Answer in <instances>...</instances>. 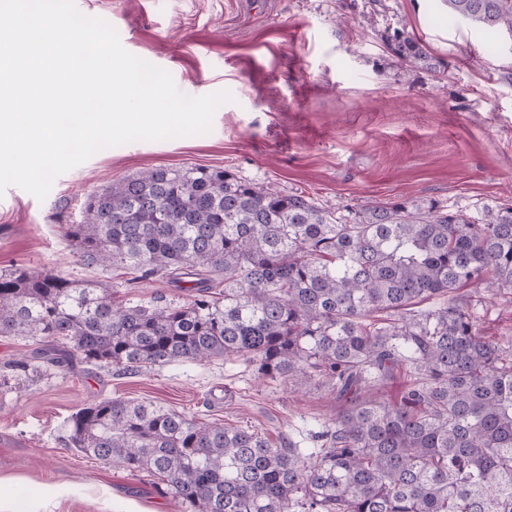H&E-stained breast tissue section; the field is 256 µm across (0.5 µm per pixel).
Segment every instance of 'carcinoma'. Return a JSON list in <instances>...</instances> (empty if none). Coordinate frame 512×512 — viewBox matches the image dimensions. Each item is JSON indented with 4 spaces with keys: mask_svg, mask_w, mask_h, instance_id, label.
Segmentation results:
<instances>
[{
    "mask_svg": "<svg viewBox=\"0 0 512 512\" xmlns=\"http://www.w3.org/2000/svg\"><path fill=\"white\" fill-rule=\"evenodd\" d=\"M512 34V0H440ZM392 57L432 69L403 31ZM66 238L85 265L167 277L179 305L123 303L51 269L0 271V336L131 370L235 357L340 403L315 447L198 423L149 401L70 419L82 453L147 472L183 512H512V362L470 310L414 306L468 285L512 298V207L479 217L390 202L342 215L230 170L155 167L90 191ZM221 277L224 289L217 290ZM404 369L413 382L379 390Z\"/></svg>",
    "mask_w": 512,
    "mask_h": 512,
    "instance_id": "obj_1",
    "label": "carcinoma"
}]
</instances>
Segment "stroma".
Listing matches in <instances>:
<instances>
[{
	"label": "stroma",
	"instance_id": "stroma-1",
	"mask_svg": "<svg viewBox=\"0 0 512 512\" xmlns=\"http://www.w3.org/2000/svg\"><path fill=\"white\" fill-rule=\"evenodd\" d=\"M131 54L191 96L230 91L210 133L99 151L45 199L0 195V268L52 269L114 288L123 301L181 300L166 278L87 267L64 236L89 191L158 166L220 167L260 185L355 211L400 200L480 216L512 206V34L449 21L440 0H75ZM417 38L435 70L387 53L384 34ZM486 335L512 354V305L467 286ZM39 342L0 336V505L5 512H182L158 479L84 455L68 420L96 400L151 401L203 423L311 447L336 413L327 389L257 382L237 358L131 372L71 355L40 364Z\"/></svg>",
	"mask_w": 512,
	"mask_h": 512
}]
</instances>
